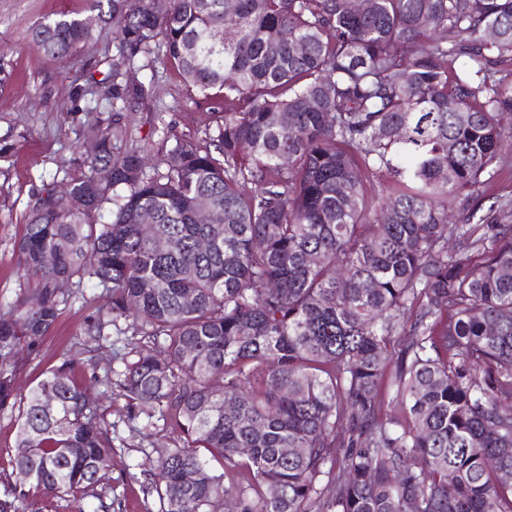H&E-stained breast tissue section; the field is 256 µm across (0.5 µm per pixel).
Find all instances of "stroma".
Wrapping results in <instances>:
<instances>
[{
	"label": "stroma",
	"mask_w": 512,
	"mask_h": 512,
	"mask_svg": "<svg viewBox=\"0 0 512 512\" xmlns=\"http://www.w3.org/2000/svg\"><path fill=\"white\" fill-rule=\"evenodd\" d=\"M67 11L89 16L88 0H0V313L26 296L29 281L18 268L17 244L43 189L80 177L99 128L113 119L112 60L117 53L112 25L97 24L95 37L71 56L45 55L32 41L44 17ZM163 48L134 61L133 73L149 89L142 109L127 112L128 143L152 157L176 139L208 146L221 122L220 105L188 91L171 64H160ZM82 296L63 306L56 323L31 349L20 348L11 407L0 408V496L11 481L7 451L17 431V407L39 376L56 365L85 331L103 303L104 289L86 281ZM126 400L112 394V495L115 512H158L146 494L158 459L142 422L126 417Z\"/></svg>",
	"instance_id": "stroma-1"
}]
</instances>
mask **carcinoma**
<instances>
[{
  "label": "carcinoma",
  "instance_id": "1",
  "mask_svg": "<svg viewBox=\"0 0 512 512\" xmlns=\"http://www.w3.org/2000/svg\"><path fill=\"white\" fill-rule=\"evenodd\" d=\"M92 7L121 64L163 46L224 116L214 149L179 141L152 165L114 152L129 127L112 120L71 198L48 188L29 216L20 263L38 283L0 314V408L19 346L85 281L107 300L26 396L0 512L32 493L111 512L112 405L75 368L121 321L152 347L94 382L121 389L128 420L163 421L159 512H512V224L476 205L512 120V0ZM90 38L66 12L31 32L56 58ZM144 96L113 84L125 111ZM385 381L401 420L383 416Z\"/></svg>",
  "mask_w": 512,
  "mask_h": 512
}]
</instances>
